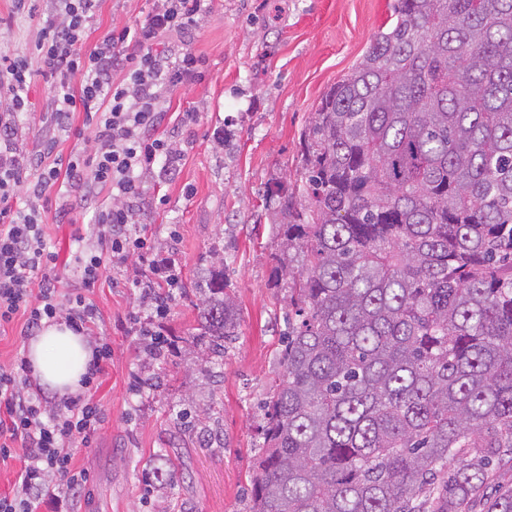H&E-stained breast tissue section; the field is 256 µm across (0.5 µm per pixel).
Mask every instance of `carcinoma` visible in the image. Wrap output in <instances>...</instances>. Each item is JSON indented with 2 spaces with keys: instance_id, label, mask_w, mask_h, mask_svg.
Wrapping results in <instances>:
<instances>
[{
  "instance_id": "1",
  "label": "carcinoma",
  "mask_w": 512,
  "mask_h": 512,
  "mask_svg": "<svg viewBox=\"0 0 512 512\" xmlns=\"http://www.w3.org/2000/svg\"><path fill=\"white\" fill-rule=\"evenodd\" d=\"M302 141L310 206L266 190L288 337L249 512H462L512 454V0H395ZM198 322L207 371L222 271Z\"/></svg>"
}]
</instances>
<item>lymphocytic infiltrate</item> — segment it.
Masks as SVG:
<instances>
[{
    "mask_svg": "<svg viewBox=\"0 0 512 512\" xmlns=\"http://www.w3.org/2000/svg\"><path fill=\"white\" fill-rule=\"evenodd\" d=\"M204 2L153 0L143 21L112 29L91 45L86 32L99 0H54L30 52L0 53L6 98L0 109V326L21 314L23 335L34 336L44 323L62 318L92 336L99 319L85 289L109 266L134 256L145 259L148 270L131 285L154 310L140 332L152 347L163 346V321L182 287V267L173 255L155 250L136 215L147 177L169 171L178 159L162 130L167 101L200 75V59L190 48H178L172 59L160 46L196 31ZM37 63L51 80L56 130L68 132L73 113H83L95 147L93 154L78 150L64 161L42 159L31 170L12 140L29 110V78ZM104 189L112 204L94 212L99 245L75 253L80 285L62 292L42 211L50 198L65 206L89 203ZM111 355L108 344L96 345L83 392L52 399L33 389L24 355L0 366V462L20 463L11 492L0 494V512H71V491L81 480L71 466V449L88 443L101 418L94 396Z\"/></svg>",
    "mask_w": 512,
    "mask_h": 512,
    "instance_id": "f902f5d3",
    "label": "lymphocytic infiltrate"
}]
</instances>
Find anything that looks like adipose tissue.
Wrapping results in <instances>:
<instances>
[{
  "instance_id": "ef3b65f1",
  "label": "adipose tissue",
  "mask_w": 512,
  "mask_h": 512,
  "mask_svg": "<svg viewBox=\"0 0 512 512\" xmlns=\"http://www.w3.org/2000/svg\"><path fill=\"white\" fill-rule=\"evenodd\" d=\"M92 358L87 337L66 323L45 324L28 346V359L42 384L62 394L76 393Z\"/></svg>"
}]
</instances>
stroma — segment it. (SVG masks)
<instances>
[{
    "instance_id": "obj_1",
    "label": "stroma",
    "mask_w": 512,
    "mask_h": 512,
    "mask_svg": "<svg viewBox=\"0 0 512 512\" xmlns=\"http://www.w3.org/2000/svg\"><path fill=\"white\" fill-rule=\"evenodd\" d=\"M395 0H207L202 26L188 43L202 59L198 81L175 92L164 130L180 160L147 179L137 217L156 250L183 262L184 292L165 319L174 340L162 357L146 352L134 321L150 310L131 288L138 259L108 269L85 296L97 309V341L112 360L95 395L103 419L89 446L73 448L87 482L74 512H248L252 463L262 442L264 405L282 373L288 331V283L275 281L279 222L267 187L283 183L305 203L301 134L327 89L350 72L381 30ZM16 10L0 0V51L25 53L49 13ZM152 0H102L91 39L143 20ZM31 112L15 146L25 159L69 156L83 132L74 113L70 136L52 137V93L41 72L30 79ZM197 120L181 125L178 115ZM224 142H217L216 130ZM92 211L44 214L46 242L69 264L90 235ZM223 271L238 312V335L209 371L197 358L208 343L197 306L215 271ZM173 460L165 479L152 470Z\"/></svg>"
}]
</instances>
